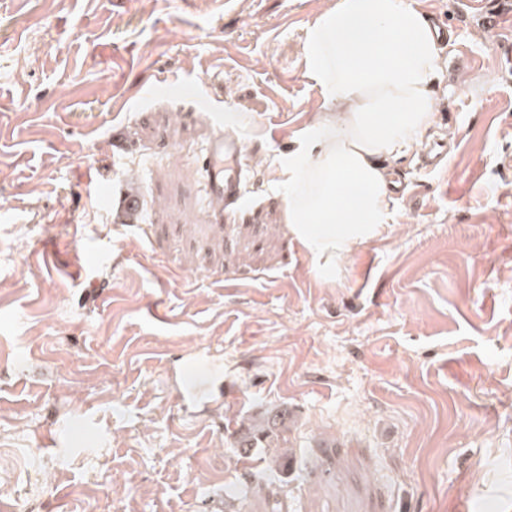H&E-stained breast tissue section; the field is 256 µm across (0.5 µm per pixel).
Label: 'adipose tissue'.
Instances as JSON below:
<instances>
[{
    "label": "adipose tissue",
    "mask_w": 512,
    "mask_h": 512,
    "mask_svg": "<svg viewBox=\"0 0 512 512\" xmlns=\"http://www.w3.org/2000/svg\"><path fill=\"white\" fill-rule=\"evenodd\" d=\"M306 77L330 110L279 158L283 222L316 271L394 222L391 159L436 119L437 29L411 0H336L309 26Z\"/></svg>",
    "instance_id": "1"
}]
</instances>
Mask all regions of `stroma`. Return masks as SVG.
<instances>
[{
	"instance_id": "35a3bbf8",
	"label": "stroma",
	"mask_w": 512,
	"mask_h": 512,
	"mask_svg": "<svg viewBox=\"0 0 512 512\" xmlns=\"http://www.w3.org/2000/svg\"><path fill=\"white\" fill-rule=\"evenodd\" d=\"M335 2L0 0V508L512 512V24L415 0L448 157L393 161L394 224L329 279L276 162L328 110L303 45ZM219 373L222 413L183 407ZM274 408L271 467L235 441ZM240 143L224 133L217 134L209 143L205 159L207 193L222 202L234 200L240 193L239 182L230 170L239 163ZM231 171V172H229Z\"/></svg>"
}]
</instances>
